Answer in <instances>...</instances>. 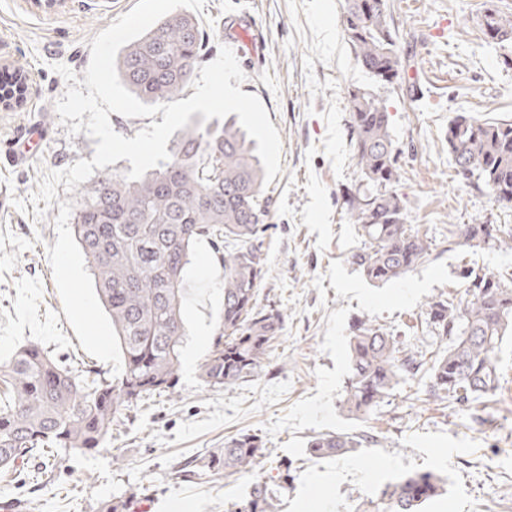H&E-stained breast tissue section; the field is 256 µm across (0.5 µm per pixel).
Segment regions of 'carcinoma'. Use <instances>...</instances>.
<instances>
[{"label":"carcinoma","instance_id":"obj_1","mask_svg":"<svg viewBox=\"0 0 512 512\" xmlns=\"http://www.w3.org/2000/svg\"><path fill=\"white\" fill-rule=\"evenodd\" d=\"M343 26L357 63L376 86L402 83L405 66L387 0H345ZM479 26L499 43L512 41V13L488 9ZM202 47L196 19L173 12L120 50L117 72L138 99L170 102L188 85L187 61L198 64ZM348 104L356 177L342 199L363 238L352 261L371 282L396 280L430 260L432 239L404 223L405 201L394 189L401 152L383 98L357 87ZM447 140L457 176L500 203H512L511 121L482 122L460 112L448 125ZM168 152L167 162L138 180L116 172L94 180L74 216V235L122 351L120 376L65 363L35 343L0 361V471L37 482L61 469L67 456L106 446L126 411L175 393L186 336V270L193 245L202 239L224 248V304L217 340L199 367L201 386L246 381L279 338L283 313L259 307L256 298L270 199L254 142L233 117L193 119L171 140ZM465 161L471 166L462 170ZM462 238L472 247L493 243L512 249V234L505 237L492 224H466ZM458 277L464 297L428 304L430 323L450 343L432 364L427 393L469 407L498 387L497 350L512 334V285L465 266ZM349 362L339 407L356 418L369 415L419 369L411 351L365 320L353 326ZM368 439L319 434L308 441V451L339 456ZM268 462L262 437L241 433L192 460L188 475L247 473ZM282 487V482L256 483L229 512H279ZM444 492L440 474H408L385 484L357 512H423L425 503ZM133 497L132 492L114 497L99 512H126Z\"/></svg>","mask_w":512,"mask_h":512}]
</instances>
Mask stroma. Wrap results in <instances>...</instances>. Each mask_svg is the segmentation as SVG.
I'll return each instance as SVG.
<instances>
[{
  "label": "stroma",
  "mask_w": 512,
  "mask_h": 512,
  "mask_svg": "<svg viewBox=\"0 0 512 512\" xmlns=\"http://www.w3.org/2000/svg\"><path fill=\"white\" fill-rule=\"evenodd\" d=\"M136 2L66 0L47 13L32 0H0V68L24 70L28 83L22 106L0 108V360L34 342L114 376L122 371L112 322L72 230L82 188L58 190L39 219L31 198L45 172L92 159L96 144L60 124L55 102L66 84L55 64L83 75L93 37ZM343 2L206 0L203 9L213 19L200 26L208 63L224 43L225 17L250 16L264 52L241 60L240 89L261 99L282 140V171L266 187L272 202L259 299L278 307L285 322L261 370L248 382L201 386L197 366L217 336L224 269L212 246L197 242L182 349L194 364L180 367L175 394L132 409L111 444L69 457L65 471L39 490L16 485L19 512H98L131 488L141 512H224L252 484L275 481L283 460L295 471L280 512H355L380 485L424 471L447 480L446 494L428 512H512V337L498 352V389L470 409L429 398L421 375L400 383L367 417L339 408L355 320L382 327L428 366L447 345L429 321L428 304L463 292L459 267L512 275V250L448 242L453 224L512 229V204L457 177L446 140L461 112L512 121V43L488 39L477 24L485 9L512 12V0H389L398 48L414 77L381 92L404 152L396 190L407 223L432 238L433 256L387 283L368 281L351 260L361 239L342 200L354 177L346 105L350 90L372 81L349 47ZM31 127L40 136L36 156L14 164ZM63 244L66 260L81 272L78 281L61 273ZM245 432L263 438L270 453L264 469L229 479L180 476L186 461ZM326 432L374 440L338 457L309 454L308 440ZM116 454L123 466L113 463Z\"/></svg>",
  "instance_id": "1"
}]
</instances>
